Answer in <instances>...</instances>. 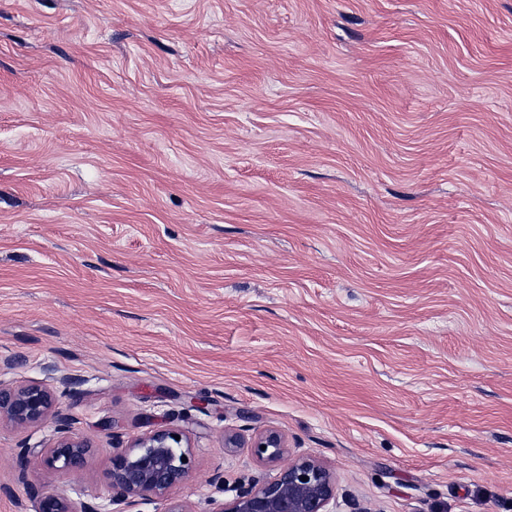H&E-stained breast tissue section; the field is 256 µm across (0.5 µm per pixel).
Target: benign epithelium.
I'll use <instances>...</instances> for the list:
<instances>
[{"label": "benign epithelium", "instance_id": "7a95c632", "mask_svg": "<svg viewBox=\"0 0 512 512\" xmlns=\"http://www.w3.org/2000/svg\"><path fill=\"white\" fill-rule=\"evenodd\" d=\"M55 423L51 446L36 450L22 445L18 451V482L27 485L33 465L54 470L76 471L87 460L89 444L71 430L72 416L61 404V394L40 383L20 387L0 385V422L16 428ZM179 431L157 430L131 441L125 448L112 449L106 474L112 505L168 502L165 512H195L191 505L171 498V492L185 483L192 471L191 451L175 439ZM285 441L274 430L261 434L254 454L266 462L284 455ZM307 480H302V477ZM335 496L332 472L311 456L298 457L282 467L278 475L247 489L238 488L234 497L214 512H332ZM31 512H100V505L78 493L46 491L29 496Z\"/></svg>", "mask_w": 512, "mask_h": 512}]
</instances>
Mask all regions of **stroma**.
<instances>
[{"mask_svg":"<svg viewBox=\"0 0 512 512\" xmlns=\"http://www.w3.org/2000/svg\"><path fill=\"white\" fill-rule=\"evenodd\" d=\"M335 512H512V0H0V383ZM110 420L111 432L99 424ZM0 427V512L17 448ZM238 435L240 447L224 437ZM265 446V450H262ZM254 454L266 462H276L282 459L284 455L285 441L283 437L274 430H268L261 434L254 443ZM334 496L332 472L321 461L301 456L281 467L275 478L237 488L231 500L209 512H332Z\"/></svg>","mask_w":512,"mask_h":512,"instance_id":"stroma-1","label":"stroma"}]
</instances>
